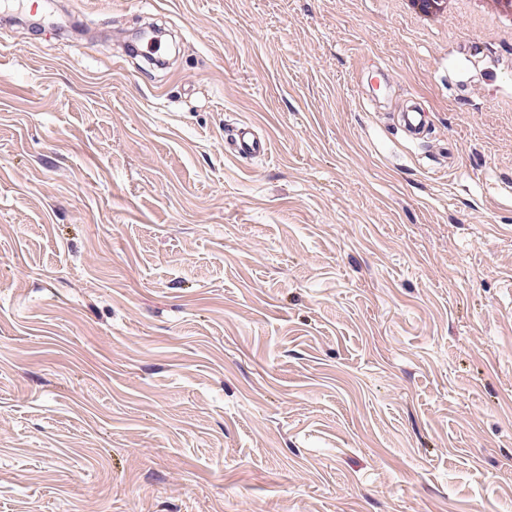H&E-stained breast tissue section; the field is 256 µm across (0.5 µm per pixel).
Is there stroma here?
Wrapping results in <instances>:
<instances>
[{"label": "stroma", "instance_id": "stroma-1", "mask_svg": "<svg viewBox=\"0 0 512 512\" xmlns=\"http://www.w3.org/2000/svg\"><path fill=\"white\" fill-rule=\"evenodd\" d=\"M42 12L0 5V512H512V31ZM400 125L408 137L420 138L425 134L428 126V114L414 103L406 112L401 113ZM269 151L268 138L259 134L252 124L242 123L235 131L234 155L239 158L266 157Z\"/></svg>", "mask_w": 512, "mask_h": 512}]
</instances>
